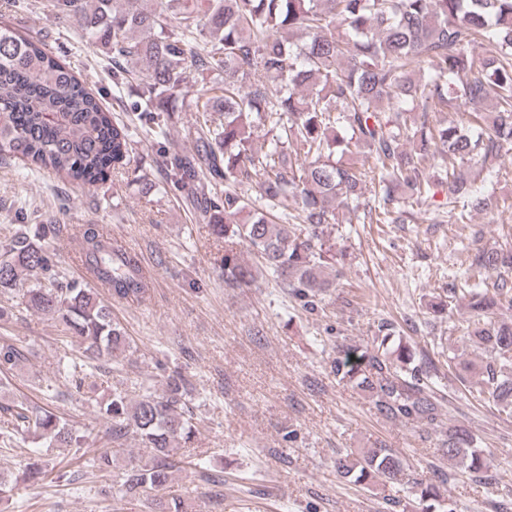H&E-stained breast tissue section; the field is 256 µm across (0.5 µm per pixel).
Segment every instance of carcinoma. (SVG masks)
Masks as SVG:
<instances>
[{
  "mask_svg": "<svg viewBox=\"0 0 512 512\" xmlns=\"http://www.w3.org/2000/svg\"><path fill=\"white\" fill-rule=\"evenodd\" d=\"M51 16L72 26L112 66V84L130 86L125 104L133 118L112 120L65 59L40 40L0 22V160L17 158L27 170L65 181L95 183L128 172L142 133L165 144L175 127L179 92L195 73L203 93L184 107L196 113L188 153L163 152L162 178L136 177L143 194L187 192L212 233L238 241L250 263L224 251V287L241 288L270 272L307 312L343 276L331 233L337 212L364 207L381 224L396 222L400 203L433 204L448 179V217L465 223L468 209L500 207L492 192L475 193L469 162L491 177L489 162L512 150V0H47ZM306 35L293 48L281 30ZM477 42L494 49L481 59ZM428 66L419 76L416 67ZM464 100L472 121L448 119ZM422 110L405 118L404 105ZM272 124L269 149L253 145L254 129ZM364 150L371 165L343 163L337 153ZM373 198L362 203L367 184ZM257 186L258 199L245 187ZM52 224L20 232L0 249V293H23L26 308L56 320L79 341L86 357L112 362L130 342L112 320L101 291L138 302L151 285L138 256L96 224H77L73 236L87 280L67 278L45 240ZM496 276L493 284L487 278ZM512 248H472L462 282L448 296L468 300L474 318L457 340L480 353L468 359L449 344L443 364L468 391L512 413ZM329 374L358 390L374 414L411 425L423 441L436 440L442 459L469 479L490 484L495 465L478 436L461 423H445L436 392L438 368L415 362V352L390 321L377 324L367 344L336 343ZM21 351L0 343V373L17 368ZM58 373L76 389L93 385L77 364ZM191 382L181 368L166 371L161 392L112 391L94 400L112 447L130 439L151 449L145 462L118 474L125 491L152 500L155 512H188L173 490L174 476L198 434ZM0 436L33 430L49 444L81 440L54 412L19 401L3 408ZM350 483L411 486L422 512H457L446 484L416 477L409 461L385 444L346 448L333 460Z\"/></svg>",
  "mask_w": 512,
  "mask_h": 512,
  "instance_id": "1",
  "label": "carcinoma"
}]
</instances>
